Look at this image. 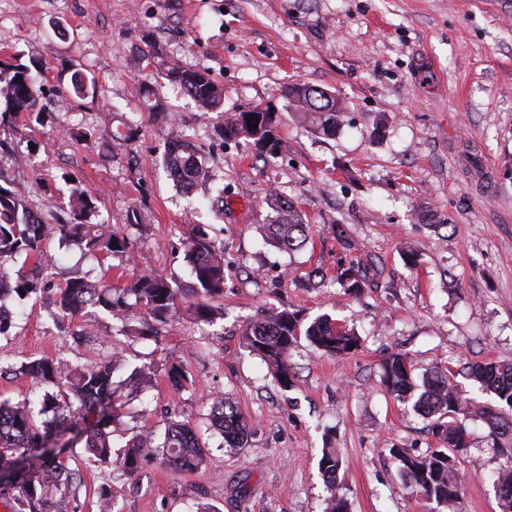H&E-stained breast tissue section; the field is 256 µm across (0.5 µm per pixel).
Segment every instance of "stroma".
<instances>
[{
	"label": "stroma",
	"instance_id": "obj_1",
	"mask_svg": "<svg viewBox=\"0 0 512 512\" xmlns=\"http://www.w3.org/2000/svg\"><path fill=\"white\" fill-rule=\"evenodd\" d=\"M187 69L208 68L224 87L222 113L200 111L179 86L147 65L145 50ZM43 63L41 119L16 116L0 174L50 222L66 223L73 188L97 201L100 220L124 227L129 259L91 256L50 240L55 283L79 270L130 285L153 270L190 286L182 244L203 225L224 249V315L211 324L180 316L158 336L127 335L140 319L99 308L74 321L54 318L49 297L14 299L10 335L0 336V399H41L17 373L27 358L74 364L116 362V379L154 369L152 385L118 392L110 440L120 454L132 435H163L170 420L195 425L205 464L171 468L161 457L137 473L69 449L80 480L75 512H99L101 493L120 512H325L329 494L348 512H446L412 487L390 448L423 455L436 447L412 403L391 395L380 364L406 354L414 377L454 371L471 407L489 401L463 367L512 362V0H0V61ZM83 71L84 97L70 78ZM292 80L335 91L346 105L333 136L288 112ZM167 106L144 111L140 88ZM269 103L282 114V152L225 140L220 114ZM138 119L134 142L112 137V114ZM90 129L76 142L70 128ZM194 142L208 178L181 193L163 171L169 143ZM293 202L312 229L294 253L264 238L269 192ZM230 204L216 219L210 199ZM429 210L421 222L417 209ZM135 224H126L128 214ZM347 236L383 267L377 287L347 292L336 261ZM414 248L415 266L400 251ZM320 282H309L312 271ZM306 319L328 315L361 343L336 359L300 341L290 353L292 385L281 388L244 344V330L270 309ZM182 369L172 389L166 369ZM232 400L249 421L243 447L223 446L209 427L212 398ZM468 446L456 453L464 494L455 512H500L492 477L505 458L485 420L470 417ZM336 449L342 466L328 492L318 462Z\"/></svg>",
	"mask_w": 512,
	"mask_h": 512
}]
</instances>
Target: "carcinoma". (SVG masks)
Listing matches in <instances>:
<instances>
[{
	"instance_id": "obj_1",
	"label": "carcinoma",
	"mask_w": 512,
	"mask_h": 512,
	"mask_svg": "<svg viewBox=\"0 0 512 512\" xmlns=\"http://www.w3.org/2000/svg\"><path fill=\"white\" fill-rule=\"evenodd\" d=\"M161 74L178 84L203 111L220 109L224 91L209 70L164 63ZM41 94L42 87L29 67L0 62V101L5 104V109L0 110L1 152L10 148L8 138L16 114L34 113ZM281 96L287 101L288 109L318 133L333 134L342 123L343 102L330 90L293 81L283 87ZM251 115L254 120H247ZM279 121L277 112H236L222 118L220 135L226 140L250 139L260 148L277 154L282 149L276 134ZM250 122L258 127L248 126ZM162 165L184 191L192 190L207 174L204 157L189 142L171 143L163 154ZM265 205L273 212L265 227L269 244L280 251L302 249L309 240L310 226L303 223L297 208L273 192L265 196ZM96 209L94 199L76 187L70 197L71 219L64 224H52L0 174V301L14 294L36 295L51 288L52 260L47 258L44 245L56 236L87 252L128 257V242L120 227L108 221L96 224L87 221ZM184 247L194 278L192 288L187 291L152 271L140 273L125 288H114L100 279L74 277L52 294L51 304L58 315L75 319L89 307H101L109 312L122 309L132 296L143 313L163 324L176 317L178 301L182 299L195 322L211 323L219 315L218 306L212 301L224 293L222 251L200 225L188 233ZM346 249L352 257L348 261L338 258L339 279L348 292L356 294L376 284L381 271L368 263L359 247L349 243ZM20 256L32 260L31 267L14 276L6 272L4 264ZM302 338L336 358L349 355L360 344L355 333L327 316L306 324L286 309L265 312L245 331L247 348L267 364L283 388L290 385L288 357ZM114 367L113 362L78 366L45 356L30 358L20 365L21 374L41 384H54L57 391L44 393L38 414L50 411L52 417L39 425L33 419V409L0 401V475L20 485L21 494L15 497L18 512H71L69 492L76 482V472L60 458L45 455L43 449L55 433L71 430L76 416L87 412L100 415L96 426L83 435L84 448L96 461L111 462L107 428L112 420L116 392ZM381 368L387 387L399 398L413 402L430 419L431 434L439 443V447L421 456L410 455L401 448H391L389 452L411 485L451 512L464 490L454 467L455 452L466 447L467 439L462 392L449 373L436 372L415 381L410 362L399 353L385 357ZM470 375L497 401V405H488L482 411L492 435L497 439L511 436L512 363L474 364ZM209 419L223 443L231 448L248 437L247 424L238 406L222 396L211 400ZM152 448L151 435H135L120 460L121 467L130 474L135 473ZM160 448L167 464L175 469H194L203 463L202 446L195 432L181 421L169 423ZM340 466L336 449H322L319 468L327 484H336ZM493 484L501 512H512V464L497 472ZM52 487L60 491L59 496L47 497Z\"/></svg>"
}]
</instances>
